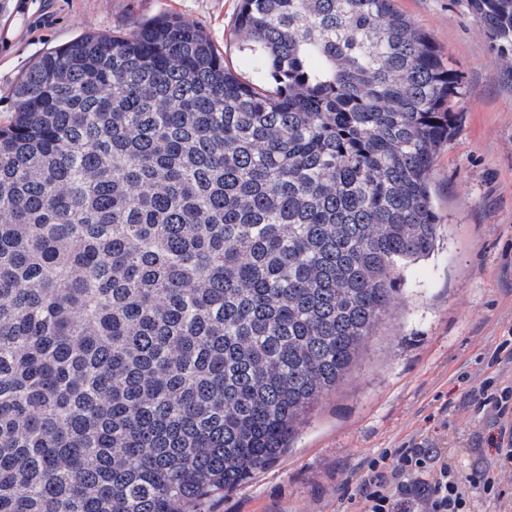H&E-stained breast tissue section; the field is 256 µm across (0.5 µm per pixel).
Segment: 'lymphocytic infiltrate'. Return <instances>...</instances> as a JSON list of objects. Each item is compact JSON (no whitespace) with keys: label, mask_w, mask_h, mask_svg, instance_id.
Segmentation results:
<instances>
[{"label":"lymphocytic infiltrate","mask_w":512,"mask_h":512,"mask_svg":"<svg viewBox=\"0 0 512 512\" xmlns=\"http://www.w3.org/2000/svg\"><path fill=\"white\" fill-rule=\"evenodd\" d=\"M469 400L491 409L498 426L491 465L466 472L447 445L408 442L366 459L341 497L357 512H477L482 498L512 512V381L484 379Z\"/></svg>","instance_id":"lymphocytic-infiltrate-1"}]
</instances>
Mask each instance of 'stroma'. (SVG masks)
<instances>
[{
  "mask_svg": "<svg viewBox=\"0 0 512 512\" xmlns=\"http://www.w3.org/2000/svg\"><path fill=\"white\" fill-rule=\"evenodd\" d=\"M457 70L456 120L435 156L440 232L406 272L379 331L346 381L324 395L287 454L200 512H355L336 490L383 448L416 439L459 445L463 467L492 459L491 413L468 396L500 354L512 376V51L501 50L467 0H395ZM239 0H0V119L43 52L95 31L128 33L175 15L205 29L229 67L258 72L232 37Z\"/></svg>",
  "mask_w": 512,
  "mask_h": 512,
  "instance_id": "35a3bbf8",
  "label": "stroma"
}]
</instances>
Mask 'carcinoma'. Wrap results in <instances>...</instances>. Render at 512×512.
<instances>
[{"instance_id": "cac0c4a2", "label": "carcinoma", "mask_w": 512, "mask_h": 512, "mask_svg": "<svg viewBox=\"0 0 512 512\" xmlns=\"http://www.w3.org/2000/svg\"><path fill=\"white\" fill-rule=\"evenodd\" d=\"M512 48V0H468ZM150 18L0 124V512H196L276 462L438 237L459 78L393 0Z\"/></svg>"}]
</instances>
